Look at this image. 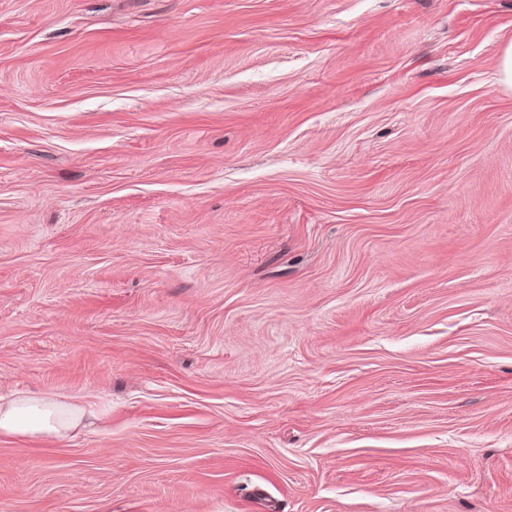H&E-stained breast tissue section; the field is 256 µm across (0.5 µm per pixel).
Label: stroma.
Returning <instances> with one entry per match:
<instances>
[{"label": "stroma", "mask_w": 512, "mask_h": 512, "mask_svg": "<svg viewBox=\"0 0 512 512\" xmlns=\"http://www.w3.org/2000/svg\"><path fill=\"white\" fill-rule=\"evenodd\" d=\"M512 0H0V512H512ZM94 414L84 407L28 393L0 397V435L63 440Z\"/></svg>", "instance_id": "stroma-1"}]
</instances>
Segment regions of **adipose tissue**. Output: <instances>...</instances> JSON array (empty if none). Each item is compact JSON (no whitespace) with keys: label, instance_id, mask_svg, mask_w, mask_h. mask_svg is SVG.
Returning a JSON list of instances; mask_svg holds the SVG:
<instances>
[{"label":"adipose tissue","instance_id":"adipose-tissue-1","mask_svg":"<svg viewBox=\"0 0 512 512\" xmlns=\"http://www.w3.org/2000/svg\"><path fill=\"white\" fill-rule=\"evenodd\" d=\"M84 407L28 393L0 397V435L63 440L87 417Z\"/></svg>","mask_w":512,"mask_h":512}]
</instances>
